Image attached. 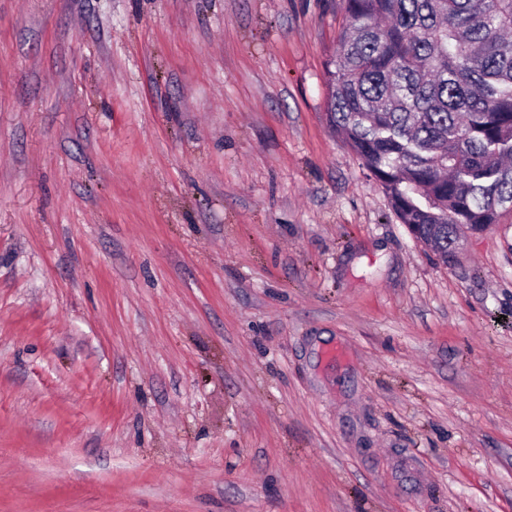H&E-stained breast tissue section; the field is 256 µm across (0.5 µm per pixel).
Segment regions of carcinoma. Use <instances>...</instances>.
Wrapping results in <instances>:
<instances>
[{
    "instance_id": "cac0c4a2",
    "label": "carcinoma",
    "mask_w": 512,
    "mask_h": 512,
    "mask_svg": "<svg viewBox=\"0 0 512 512\" xmlns=\"http://www.w3.org/2000/svg\"><path fill=\"white\" fill-rule=\"evenodd\" d=\"M327 122L417 241L512 208V0H343Z\"/></svg>"
}]
</instances>
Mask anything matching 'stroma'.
<instances>
[{"label":"stroma","instance_id":"stroma-1","mask_svg":"<svg viewBox=\"0 0 512 512\" xmlns=\"http://www.w3.org/2000/svg\"><path fill=\"white\" fill-rule=\"evenodd\" d=\"M344 23L0 0V512H512V212L409 234Z\"/></svg>","mask_w":512,"mask_h":512}]
</instances>
